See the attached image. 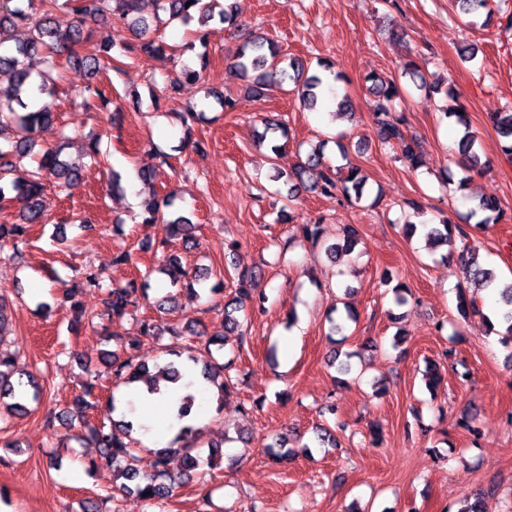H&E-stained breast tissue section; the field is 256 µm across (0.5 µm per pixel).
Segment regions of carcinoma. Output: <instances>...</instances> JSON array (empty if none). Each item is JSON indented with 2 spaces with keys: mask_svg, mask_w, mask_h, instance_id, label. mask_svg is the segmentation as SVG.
<instances>
[{
  "mask_svg": "<svg viewBox=\"0 0 512 512\" xmlns=\"http://www.w3.org/2000/svg\"><path fill=\"white\" fill-rule=\"evenodd\" d=\"M156 12L154 20L148 21L139 16L141 0H0V73L9 71L12 78L10 93L3 95L0 90V134L10 129L12 137L0 143V181L14 170L12 158L33 151L35 142L33 133L36 128L54 121L56 114L48 103L44 102L36 109H29V101L35 98L55 95V83L52 72L59 66L60 59L66 63L84 68L89 76L97 77L104 66L112 64L113 50L118 48L126 55H135L146 59H168L177 63L175 49L168 45L160 35V28L179 22L187 23L198 18L200 25H205L214 17L230 27H237V14L232 6L218 8V0H154ZM460 13L468 18L467 25L476 26L482 18H487L493 10L494 0H455ZM111 17L127 25L135 40L126 44H116L107 40L101 44L99 54L88 58L80 55L78 46L83 37V25L88 19ZM23 25L28 29L27 37H15L14 28ZM230 72L244 78H251L250 91L258 97L272 87H279L286 82L294 84V92L301 105L312 109L316 106L319 88L323 80L310 72L308 62L300 57L284 53L273 35L264 31H252L244 37L239 46ZM401 76L409 77L417 87H423L425 77L419 65L408 59L402 66ZM201 80V73L189 67H182L180 74L173 79L177 89L193 88ZM371 82L370 93L377 98L373 120L378 127L379 137L384 144H389L400 151L401 157L409 168L416 171L422 165V155L415 137L408 134L403 116L393 112L391 102L401 95L400 85L393 79H386L376 74L368 77ZM445 117L455 118L462 127V136L458 141V153L461 157L462 176L459 188L463 189L471 182V173L479 164L478 135L472 130L467 112H457L455 108H445ZM492 122L503 139L501 151L512 158V112H496ZM326 142L321 141L307 154L304 161L297 165L294 179L310 193L322 196H336L347 202L360 200L363 185L366 182L362 169L349 163L332 166L324 160ZM63 146L50 148L38 154L37 170L30 180L11 182L13 195L6 196L5 188L0 186V206L8 208L17 204L20 223H0V251L4 247L11 249L8 258H22L20 244L26 235V225L39 224L46 216L45 195L46 180L55 178L66 182L79 176L76 163L62 157ZM145 224H160L165 237L157 242V248L165 250L168 241L182 238L189 244L194 240L195 226L188 219L179 216L167 219L156 202L145 208ZM471 216L477 218L476 224H497L508 220L500 203L490 197H480L478 204L471 210ZM424 236L434 245H446L460 236L467 239L466 232L458 224L452 223L444 216L437 224L423 225ZM321 224H303L297 234L286 237L281 243L282 250L291 247L296 235L314 245L321 240ZM359 243V229L354 224H344L340 229L338 242L325 247L326 256L335 260L354 251ZM466 283L477 288H496L502 302L501 322L506 325L504 336L512 341V283L497 281L494 270L484 267L476 255V248L466 242L460 255ZM166 268L162 273L169 279L170 287L188 286L191 295H197L193 285L198 279H187V274L175 259L165 257ZM257 271L244 270L238 275V288L234 297L224 304V331L232 334L239 331L241 322L236 313L250 309L254 312L264 310L265 293L254 289ZM99 287L95 271L85 267L76 271V279L59 289L64 301L71 302V309L78 320L91 321L94 315L86 310L77 299L78 288ZM143 288L114 287L107 291L103 305L112 315L122 317L137 311L139 300L137 292ZM141 340L132 338L122 345L121 352L108 354V369L117 384H131L142 381L150 394L161 393L160 382L179 383L185 375L188 365L198 366L192 355H183L180 350H165L164 364H155L157 372L150 373L147 363L138 359ZM238 356L231 355L224 362L212 358V362L201 367V375L218 386L221 395L229 394L234 387L231 371L236 369ZM42 397V387L33 374L16 373V357L0 352V416H19L27 412L26 402H38ZM116 397L108 399L102 420L98 424L83 425L85 434L78 437L101 449L102 457L112 464L113 471L124 477L126 483L118 486L121 492L135 493L143 496L149 506L155 507L173 495L174 489L181 482V477L169 470L168 453L171 447L152 451L149 469L143 471L134 466L136 460L133 451L131 431L133 424L124 420L115 421L111 414L116 411ZM203 400L192 393H186L175 402L173 415L184 421L196 415L202 407ZM201 431L193 424H186L178 431L175 443L184 453V465L187 471L201 470L212 466V462L195 453ZM264 454L272 464L278 465L293 458V451L280 443L269 444L263 448Z\"/></svg>",
  "mask_w": 512,
  "mask_h": 512,
  "instance_id": "carcinoma-1",
  "label": "carcinoma"
}]
</instances>
